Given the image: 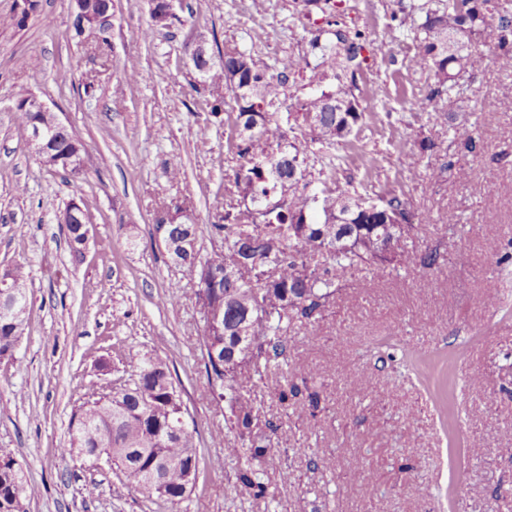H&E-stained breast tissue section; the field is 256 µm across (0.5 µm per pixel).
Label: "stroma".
Returning <instances> with one entry per match:
<instances>
[{"instance_id": "stroma-1", "label": "stroma", "mask_w": 512, "mask_h": 512, "mask_svg": "<svg viewBox=\"0 0 512 512\" xmlns=\"http://www.w3.org/2000/svg\"><path fill=\"white\" fill-rule=\"evenodd\" d=\"M417 2L329 0L306 16L302 0H262L259 10L253 0H184L183 26L146 41L150 0H112L101 49L76 34L68 0H38L22 27L11 23L17 0H0V270L25 266L33 305L12 357L0 360V448L24 470L27 512H512V69L490 66L470 82L465 118L479 146L461 151L421 100L432 72L407 63L423 21ZM329 20L368 43L355 92L366 120L349 145L310 156L309 169L335 163L340 184L405 195L425 222L408 242L416 263L381 276L366 265L338 272L315 328L295 325L290 366L313 373L319 406L302 415L305 397L283 406L256 391L260 412L283 427L256 500L229 491L239 463L224 448L234 432L196 341L194 284L153 222L163 204L190 198L207 252L229 202L236 158L223 122L193 90L199 76L186 61L196 40L246 47L266 62L308 53L312 31ZM131 60L139 77L128 85ZM26 95L61 112L82 140V178L32 157L13 119ZM489 103L498 110L490 125ZM423 139L434 148L405 177L402 157ZM175 156L182 174L173 179ZM450 158L457 174L434 183ZM74 199L93 223L79 260L58 222ZM428 250L431 265L420 260ZM491 278L500 288L489 307ZM172 291L180 304L158 306ZM129 350L167 360L195 433L199 481L174 504L132 491L112 465L60 454L74 413L111 389ZM313 455L332 458V469H313Z\"/></svg>"}]
</instances>
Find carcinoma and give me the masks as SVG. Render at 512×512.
Instances as JSON below:
<instances>
[{"label": "carcinoma", "instance_id": "cac0c4a2", "mask_svg": "<svg viewBox=\"0 0 512 512\" xmlns=\"http://www.w3.org/2000/svg\"><path fill=\"white\" fill-rule=\"evenodd\" d=\"M417 9L424 13L423 36L410 61L435 78L424 101L452 131L453 142L473 152L478 142L464 123V99L450 98L441 108L433 102L455 89L462 71L473 79L489 61L512 69V19L498 16L497 51L489 57L478 40L495 17L492 0H425ZM180 23L179 16L152 11L145 38ZM326 24L315 30L308 55L275 56L267 63L234 46L224 49L217 62L211 58L195 65L200 78L195 91L212 114L224 112L226 94L235 103L234 111L225 112L224 126L232 131L229 151L238 161L228 187L236 203L211 225L218 244L204 254L188 202L162 207L172 221L167 254L193 278L197 306L214 315V321L203 323L198 342L208 381L219 389L235 432L225 451L245 459L232 486L236 494L264 493L254 462L281 433L277 422L256 409L252 395L272 385L286 404L299 394V384H307L305 378L288 382L283 369L294 341L292 326L325 307L335 292L336 269L366 264L381 276L390 264L411 259L407 242L420 223L411 201L396 193L378 197L373 214L354 208L340 212L343 201L362 196L336 185L334 171L318 178L308 171L306 155L313 147L347 144L364 118L352 88L366 42L359 33L350 37L330 29L333 22ZM329 70L338 80L331 88L323 85ZM303 74L310 92L298 97L290 92L289 79ZM311 112L321 114L315 129L307 125ZM295 129L304 139L289 137ZM433 148V142L420 141L419 152L405 154L404 170L418 171L420 154ZM397 218L405 222V232L394 234L387 247L379 227ZM318 257L327 267L310 268ZM7 275L10 295L0 301V310L17 298L25 312L11 322L0 316V360L12 356L31 311L24 267L17 265ZM123 359L134 375L81 405L72 422L71 447L88 458L97 452L111 455L129 488L150 500L175 503L185 497L190 464H200L194 434L171 427L183 408L180 392L163 358L128 352ZM26 498L14 454L0 448V512H26Z\"/></svg>", "mask_w": 512, "mask_h": 512}]
</instances>
